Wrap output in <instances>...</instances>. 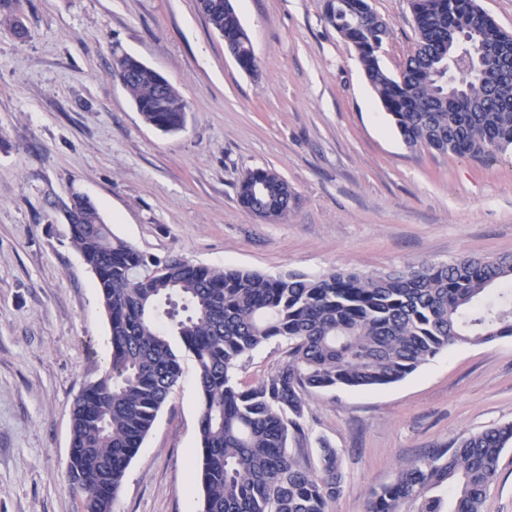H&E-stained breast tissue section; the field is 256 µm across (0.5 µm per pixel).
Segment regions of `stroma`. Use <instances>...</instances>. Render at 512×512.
Instances as JSON below:
<instances>
[{"label": "stroma", "instance_id": "35a3bbf8", "mask_svg": "<svg viewBox=\"0 0 512 512\" xmlns=\"http://www.w3.org/2000/svg\"><path fill=\"white\" fill-rule=\"evenodd\" d=\"M399 73L415 33L408 0H369ZM257 67L242 71L197 0H26L25 39L0 23V512H80L67 472L71 409L108 362L95 278L64 209L88 196L136 249L309 278L376 273L463 255L512 254V150L482 161L410 149L325 0H232ZM127 54L186 100L185 127L147 125L112 75ZM276 170L284 220L242 208L237 189ZM272 341L237 370L254 384L286 358ZM195 369L184 374L127 468L112 512H200ZM512 423V338L442 351L404 380L305 396L288 451L341 456L329 512H364L421 453ZM484 512H512V446Z\"/></svg>", "mask_w": 512, "mask_h": 512}]
</instances>
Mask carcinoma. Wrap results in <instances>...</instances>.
<instances>
[{"mask_svg":"<svg viewBox=\"0 0 512 512\" xmlns=\"http://www.w3.org/2000/svg\"><path fill=\"white\" fill-rule=\"evenodd\" d=\"M226 0L204 15L224 44L252 63L247 33ZM416 44L397 75L372 43H383L367 0H326L325 20L354 49L365 76L405 144L482 159L512 148V39L477 0H409ZM22 0H0V16L27 33ZM448 67L439 69V64ZM113 75L150 126L178 128L186 103L160 90L154 72L120 58ZM271 168L239 184L248 211L265 204L282 219L293 191ZM70 240L96 278L111 343L108 367L72 410L70 481L82 512H111L112 499L157 415L192 359L200 401L201 512H328L343 491L338 451L324 442L319 464L291 456L304 436L310 391L367 389L399 382L441 351L512 337V254L423 261L401 270L337 269L315 278L270 276L147 255L115 236L78 195ZM274 339L287 360L243 386L235 370ZM512 424L471 434L415 460L366 512H443L432 495L447 486L451 512H483Z\"/></svg>","mask_w":512,"mask_h":512,"instance_id":"cac0c4a2","label":"carcinoma"}]
</instances>
